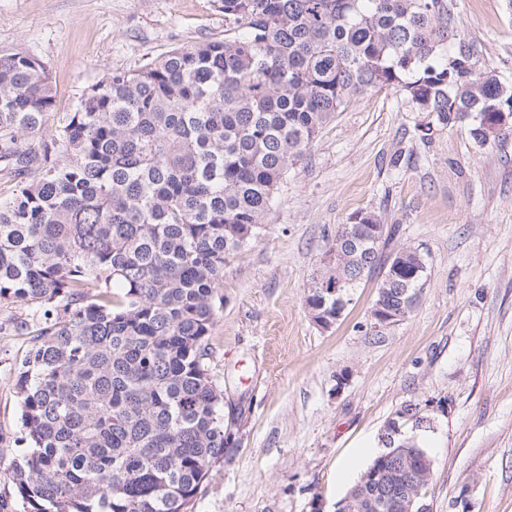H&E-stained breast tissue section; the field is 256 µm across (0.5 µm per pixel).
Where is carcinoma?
I'll return each instance as SVG.
<instances>
[{
    "mask_svg": "<svg viewBox=\"0 0 512 512\" xmlns=\"http://www.w3.org/2000/svg\"><path fill=\"white\" fill-rule=\"evenodd\" d=\"M224 39L174 49L55 111L34 57L0 54V302L45 325L19 368L22 460L0 480L26 512H192L232 447L209 337L224 265L261 232L288 169L335 112L376 86L423 115L512 135V86L483 67L446 0H218ZM52 122L50 141L29 138ZM375 212L336 232L313 290L378 278L407 318L428 280L417 248L385 252ZM365 476L347 492L387 512Z\"/></svg>",
    "mask_w": 512,
    "mask_h": 512,
    "instance_id": "cac0c4a2",
    "label": "carcinoma"
}]
</instances>
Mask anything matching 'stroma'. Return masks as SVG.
<instances>
[{"label": "stroma", "instance_id": "1", "mask_svg": "<svg viewBox=\"0 0 512 512\" xmlns=\"http://www.w3.org/2000/svg\"><path fill=\"white\" fill-rule=\"evenodd\" d=\"M480 60L512 83V0H451ZM224 37L216 0H0V53L37 58L73 111L83 90L174 48ZM387 86L352 99L294 164L255 241L224 267L210 368L239 447L194 512H335L386 422L428 407L430 512H512V136L482 146L458 123L419 139ZM375 211L392 248L430 276L412 314L374 326L376 282L331 328L306 303L341 225ZM42 316L0 303V470L19 459L18 368Z\"/></svg>", "mask_w": 512, "mask_h": 512}]
</instances>
